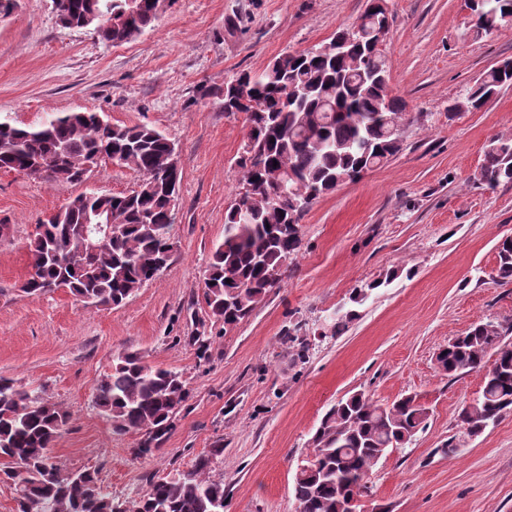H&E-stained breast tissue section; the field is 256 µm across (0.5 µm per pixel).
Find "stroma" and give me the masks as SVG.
Wrapping results in <instances>:
<instances>
[{"label": "stroma", "mask_w": 512, "mask_h": 512, "mask_svg": "<svg viewBox=\"0 0 512 512\" xmlns=\"http://www.w3.org/2000/svg\"><path fill=\"white\" fill-rule=\"evenodd\" d=\"M387 7L389 85L413 117L402 149L311 205L279 288L229 330L209 315L203 292L239 187L246 127L216 92L241 71L328 41L366 0H166L154 27L118 45L94 28L63 26L52 0H14L0 18L1 120L33 126L90 110L147 125L176 142L182 169L168 265L118 307L65 290L30 297L21 286L44 215L92 189L129 192L138 174L102 163L70 184L0 170V376L71 411L51 449L66 470L97 471L127 499L149 478L191 469L220 441L224 512H296L293 478L331 405L359 390L380 404L411 394L428 407L427 425L378 462L366 508L512 512V412L467 435L459 416L483 374L451 377L436 363L472 325L512 324V281L498 278L495 251L512 234V183L490 189L477 180L487 141L512 137V86L481 109L446 114L512 57V26L477 35L467 0ZM391 271L396 279L332 335L328 319L351 290ZM294 326L308 345L302 359L286 340ZM126 352L179 372L189 390L147 456L134 453L140 432L114 434L93 405L100 379Z\"/></svg>", "instance_id": "35a3bbf8"}]
</instances>
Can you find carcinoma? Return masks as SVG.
Segmentation results:
<instances>
[{"mask_svg":"<svg viewBox=\"0 0 512 512\" xmlns=\"http://www.w3.org/2000/svg\"><path fill=\"white\" fill-rule=\"evenodd\" d=\"M469 9L481 32L512 25V0H471ZM55 10L62 23L78 28L91 14H108L110 25L100 37L113 44L137 38L157 18L151 0H57ZM363 31L365 36L345 42L339 57L317 47L285 53L259 74L234 76L219 93L228 96L235 82L245 91L240 111L248 132L238 165L241 189L253 208L250 221H242L240 196H235L224 217V240L207 265L204 301L228 328L279 287L288 259L299 250V234L286 238L281 225L299 224L315 200L402 149L411 117L390 92L382 50L386 32L381 21L371 18ZM511 86L512 59H505L468 86L464 101L453 107L477 110ZM115 155L140 175L137 187L118 194L83 192L46 216L29 243L31 271L21 286L27 295L66 288L85 303L118 306L152 280L173 224L176 193L164 187V174L177 151L155 128L101 124L81 112L53 114L48 125L0 121V170L17 172L40 161L43 170L33 177L81 183L86 163H107ZM478 181L490 188L512 182L511 137L489 141ZM102 209L112 212L119 230L107 247L84 260L83 225ZM497 258L498 276L511 281V236L499 241ZM397 276L394 270L353 288L345 310L330 316L332 334L346 331L358 317L357 308ZM511 333L512 324L480 323L442 353L441 369L450 377L484 372L481 394L461 414L471 435L512 410V342L505 341ZM188 397L179 373L125 353L101 378L94 406L111 422L113 433L134 430L151 436L137 448L143 456L167 433ZM70 418L68 409L0 378V474L13 485L15 512H224V479L214 474L224 454L221 442L198 456L191 470L151 478L145 493L119 500L96 471L80 482L63 478L66 471L50 448ZM427 418V407L415 395L387 405L363 392L337 401L311 438L314 459H306L295 475L297 512H345L348 496L366 487L379 460L410 442Z\"/></svg>","mask_w":512,"mask_h":512,"instance_id":"1","label":"carcinoma"}]
</instances>
